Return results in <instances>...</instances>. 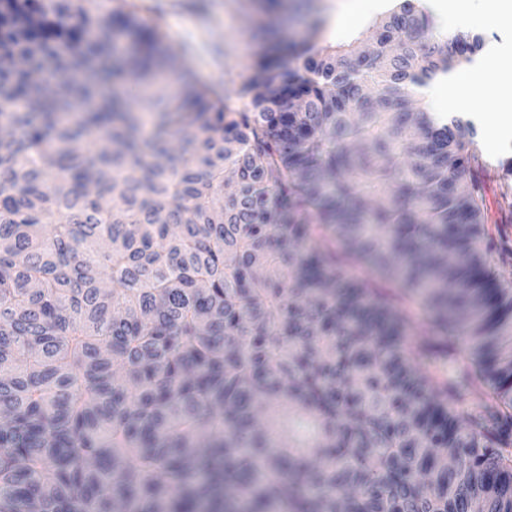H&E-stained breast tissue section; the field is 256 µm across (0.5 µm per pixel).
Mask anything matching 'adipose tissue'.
<instances>
[{
	"instance_id": "1",
	"label": "adipose tissue",
	"mask_w": 512,
	"mask_h": 512,
	"mask_svg": "<svg viewBox=\"0 0 512 512\" xmlns=\"http://www.w3.org/2000/svg\"><path fill=\"white\" fill-rule=\"evenodd\" d=\"M425 10L434 22V32L440 41H447L449 26L459 28L471 22L472 0H422ZM493 65L490 60L477 62L470 70L452 71L437 75L418 93L427 109L445 106L449 113H465L470 109L469 85L477 78H490Z\"/></svg>"
}]
</instances>
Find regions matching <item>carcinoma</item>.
Here are the masks:
<instances>
[{"label": "carcinoma", "mask_w": 512, "mask_h": 512, "mask_svg": "<svg viewBox=\"0 0 512 512\" xmlns=\"http://www.w3.org/2000/svg\"><path fill=\"white\" fill-rule=\"evenodd\" d=\"M378 29L220 99L127 0H0V512H512L487 165L407 90L484 40ZM331 247L343 262L345 268L351 272L356 273L360 278L364 279L369 288L387 291L388 293L397 294L399 289L394 285L381 280L380 276L372 271L366 264L358 261L356 258L349 256L345 253L344 249L336 242L331 240Z\"/></svg>", "instance_id": "obj_1"}]
</instances>
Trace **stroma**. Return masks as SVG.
<instances>
[{
  "mask_svg": "<svg viewBox=\"0 0 512 512\" xmlns=\"http://www.w3.org/2000/svg\"><path fill=\"white\" fill-rule=\"evenodd\" d=\"M158 11L149 20L188 53L196 78L227 94L239 88L250 73L256 52L273 45L301 43L315 21H322L317 38L322 46L371 45L381 11L364 13L359 0H152ZM470 115L479 127L483 158L497 172L484 186V210L489 225L498 227L512 249V208L501 204L503 184L512 175L503 166L512 162V133L490 137L485 119L507 109L499 92L476 84L470 89Z\"/></svg>",
  "mask_w": 512,
  "mask_h": 512,
  "instance_id": "stroma-1",
  "label": "stroma"
}]
</instances>
